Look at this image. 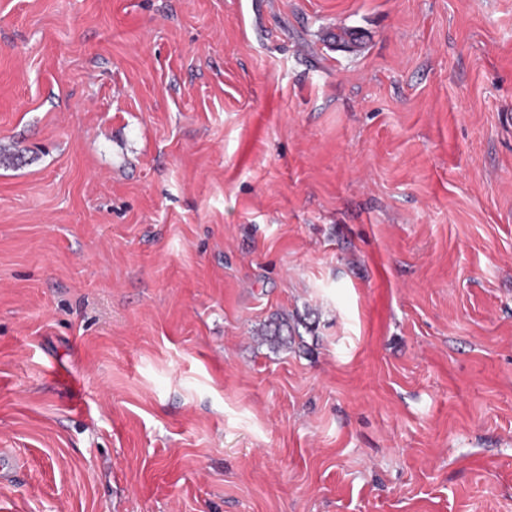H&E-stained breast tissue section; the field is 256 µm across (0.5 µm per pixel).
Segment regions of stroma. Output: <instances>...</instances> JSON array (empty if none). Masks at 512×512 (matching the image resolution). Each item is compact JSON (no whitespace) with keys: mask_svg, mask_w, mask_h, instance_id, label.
Returning <instances> with one entry per match:
<instances>
[{"mask_svg":"<svg viewBox=\"0 0 512 512\" xmlns=\"http://www.w3.org/2000/svg\"><path fill=\"white\" fill-rule=\"evenodd\" d=\"M0 149V512H512V0H0ZM300 325H304L306 329L309 328V326L300 319L294 320L288 318V316L276 317L266 324L263 335L267 337V340H269L271 344L277 347L288 348V346L295 341L296 336L300 338Z\"/></svg>","mask_w":512,"mask_h":512,"instance_id":"stroma-1","label":"stroma"}]
</instances>
